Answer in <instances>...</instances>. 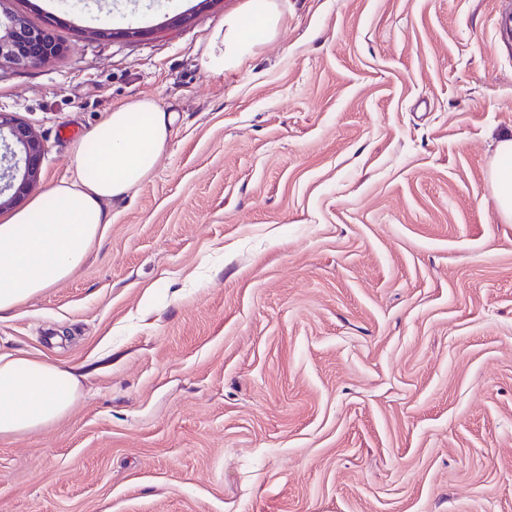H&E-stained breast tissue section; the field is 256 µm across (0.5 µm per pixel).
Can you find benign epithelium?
Returning <instances> with one entry per match:
<instances>
[{
  "label": "benign epithelium",
  "mask_w": 512,
  "mask_h": 512,
  "mask_svg": "<svg viewBox=\"0 0 512 512\" xmlns=\"http://www.w3.org/2000/svg\"><path fill=\"white\" fill-rule=\"evenodd\" d=\"M46 28H34L12 14L0 15V63L33 67L59 52ZM0 150L4 168L0 170V210L22 200L40 181L45 146L26 122L8 112H0Z\"/></svg>",
  "instance_id": "benign-epithelium-1"
}]
</instances>
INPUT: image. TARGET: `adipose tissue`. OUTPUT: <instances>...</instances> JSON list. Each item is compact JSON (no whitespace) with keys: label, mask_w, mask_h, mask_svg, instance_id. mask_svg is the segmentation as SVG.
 <instances>
[{"label":"adipose tissue","mask_w":512,"mask_h":512,"mask_svg":"<svg viewBox=\"0 0 512 512\" xmlns=\"http://www.w3.org/2000/svg\"><path fill=\"white\" fill-rule=\"evenodd\" d=\"M275 0H250L244 15L224 19L199 58L215 80L274 35ZM173 113L155 100L134 99L79 139L72 175L0 219V313L27 303L69 278L100 243L112 201L152 174L165 152ZM500 216L512 220V134L495 143L492 170ZM80 388L71 366L18 352H0V436L54 424L68 414Z\"/></svg>","instance_id":"adipose-tissue-1"}]
</instances>
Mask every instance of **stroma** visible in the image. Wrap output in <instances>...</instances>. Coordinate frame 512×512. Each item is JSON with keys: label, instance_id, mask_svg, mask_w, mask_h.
<instances>
[{"label": "stroma", "instance_id": "obj_1", "mask_svg": "<svg viewBox=\"0 0 512 512\" xmlns=\"http://www.w3.org/2000/svg\"><path fill=\"white\" fill-rule=\"evenodd\" d=\"M512 0H0L62 50L0 65L37 192L119 105L175 112L152 175L0 351L76 367L69 415L0 437V512H512ZM133 36L102 34V15ZM275 0L251 1L243 16L224 19L211 32L199 58L202 71L214 80L230 70L263 40L274 35L280 14ZM494 192L500 216L512 220V134L504 133L495 143L492 170Z\"/></svg>", "mask_w": 512, "mask_h": 512}]
</instances>
